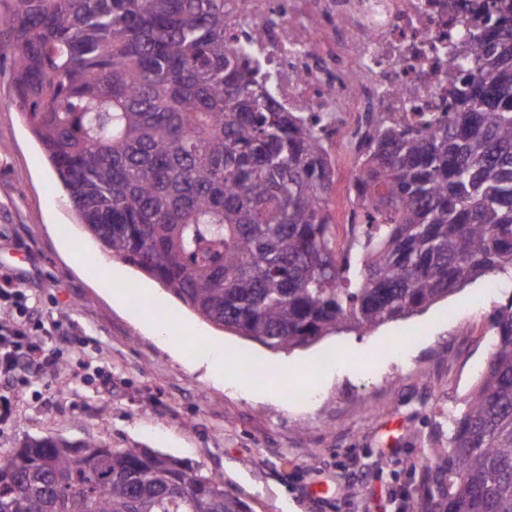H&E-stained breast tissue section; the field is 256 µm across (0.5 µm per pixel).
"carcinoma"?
I'll return each mask as SVG.
<instances>
[{"instance_id": "obj_1", "label": "carcinoma", "mask_w": 512, "mask_h": 512, "mask_svg": "<svg viewBox=\"0 0 512 512\" xmlns=\"http://www.w3.org/2000/svg\"><path fill=\"white\" fill-rule=\"evenodd\" d=\"M225 0H11L16 106L112 257L207 321L274 350L376 327L482 276L512 277V0L448 54L459 110L381 123L353 173L371 215L338 257L321 132L276 100ZM480 383L409 512H512V292ZM0 512H249L152 448L30 438L0 459Z\"/></svg>"}]
</instances>
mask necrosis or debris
<instances>
[{
  "instance_id": "4bbe7bcc",
  "label": "necrosis or debris",
  "mask_w": 512,
  "mask_h": 512,
  "mask_svg": "<svg viewBox=\"0 0 512 512\" xmlns=\"http://www.w3.org/2000/svg\"><path fill=\"white\" fill-rule=\"evenodd\" d=\"M493 0H227L228 42L253 53L292 112H329L356 150L367 120L451 111V64L434 45L478 29Z\"/></svg>"
}]
</instances>
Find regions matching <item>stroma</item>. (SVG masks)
Listing matches in <instances>:
<instances>
[{
    "mask_svg": "<svg viewBox=\"0 0 512 512\" xmlns=\"http://www.w3.org/2000/svg\"><path fill=\"white\" fill-rule=\"evenodd\" d=\"M14 98L0 75V285L23 295L57 363L0 385V404L9 405L0 457L31 437L94 438L189 461L251 512H409L422 498L425 460L447 447L450 421L490 358L491 317L503 296L483 298L487 278L421 314L288 351L216 328L137 268L103 257L108 273L145 284L154 306L199 331L200 340L176 355L146 331L153 311L138 295L113 305L62 250L68 240L101 252ZM330 160L338 182L325 208L341 253L350 202L340 180L355 161L341 147ZM208 337L266 367L304 363L306 375L273 397L243 391L238 361L223 378L208 371ZM328 352L333 362L320 365ZM317 482L329 495L320 504L306 494Z\"/></svg>",
    "mask_w": 512,
    "mask_h": 512,
    "instance_id": "obj_1",
    "label": "stroma"
}]
</instances>
